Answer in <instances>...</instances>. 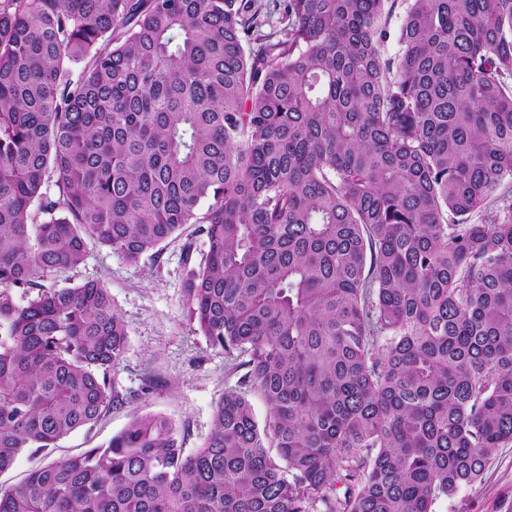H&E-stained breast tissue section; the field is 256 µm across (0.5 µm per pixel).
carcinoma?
I'll use <instances>...</instances> for the list:
<instances>
[{"mask_svg": "<svg viewBox=\"0 0 512 512\" xmlns=\"http://www.w3.org/2000/svg\"><path fill=\"white\" fill-rule=\"evenodd\" d=\"M6 2L0 474L120 402L108 288L38 282L91 245L198 225L191 312L246 372L202 447L142 414L0 512H433L475 482L512 442V0H405L390 59L397 0H280L267 34L255 0ZM405 10V4L400 0L386 22L388 38L381 43V52L385 58H393L399 50L397 36L402 23Z\"/></svg>", "mask_w": 512, "mask_h": 512, "instance_id": "1", "label": "carcinoma"}]
</instances>
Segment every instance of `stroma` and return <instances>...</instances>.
Returning a JSON list of instances; mask_svg holds the SVG:
<instances>
[{"label":"stroma","mask_w":512,"mask_h":512,"mask_svg":"<svg viewBox=\"0 0 512 512\" xmlns=\"http://www.w3.org/2000/svg\"><path fill=\"white\" fill-rule=\"evenodd\" d=\"M208 251L206 236L186 225L161 251L145 253L128 264L107 248H91L86 260L63 272L46 273L45 287L102 281L124 320L129 347L110 373V386L122 397L92 428L76 431L56 447L22 451L0 485L20 483L29 470L105 444L139 414L160 413L185 436L187 450L201 447L212 428L213 410L239 374L222 350L201 333L185 293L189 267L199 266ZM434 512H512V443L496 449L483 474L452 496L439 499Z\"/></svg>","instance_id":"stroma-1"}]
</instances>
